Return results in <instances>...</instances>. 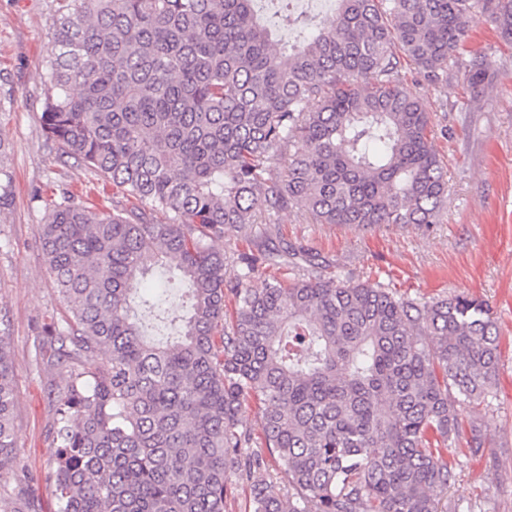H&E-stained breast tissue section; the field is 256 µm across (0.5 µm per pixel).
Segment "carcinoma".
Listing matches in <instances>:
<instances>
[{
  "instance_id": "cac0c4a2",
  "label": "carcinoma",
  "mask_w": 512,
  "mask_h": 512,
  "mask_svg": "<svg viewBox=\"0 0 512 512\" xmlns=\"http://www.w3.org/2000/svg\"><path fill=\"white\" fill-rule=\"evenodd\" d=\"M259 2L67 0L55 23L47 139L134 200L109 213L63 188L41 224L68 312L37 341L44 370L69 372L48 385L56 512H224L232 475L252 512H438L448 441L493 445L461 413L498 370L487 303L328 276L306 250L290 253L303 274L250 286L283 254L230 258L224 234L298 204L315 224L437 223L448 181L396 51L441 81L475 5L512 43V0H336L280 46ZM270 2L282 26H307L291 0ZM485 75L472 59L470 86ZM154 273L179 279L187 303L165 342L133 307ZM252 402L285 495L247 452ZM15 407L0 334V476L14 475L0 512H41Z\"/></svg>"
}]
</instances>
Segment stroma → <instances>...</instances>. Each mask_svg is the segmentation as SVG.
<instances>
[{
  "mask_svg": "<svg viewBox=\"0 0 512 512\" xmlns=\"http://www.w3.org/2000/svg\"><path fill=\"white\" fill-rule=\"evenodd\" d=\"M60 0H0V139L7 145L0 189V332L10 338L15 367V432L42 512H54L47 375L35 361L42 330L65 314L38 234L45 209L68 189L87 206H125L108 181L58 157L41 122L46 64ZM483 59L490 78L473 93L466 65ZM408 91L431 114L435 148L448 173V201L435 224L356 229L315 224L304 208L265 231L224 237L227 253H258L267 244L307 248L328 271L382 285L411 298L465 292L488 300L501 342L496 391L476 405L494 445L473 452L465 440L448 446L454 477L442 512H512V44L488 16L477 15L458 64L433 84L401 61Z\"/></svg>",
  "mask_w": 512,
  "mask_h": 512,
  "instance_id": "1",
  "label": "stroma"
}]
</instances>
